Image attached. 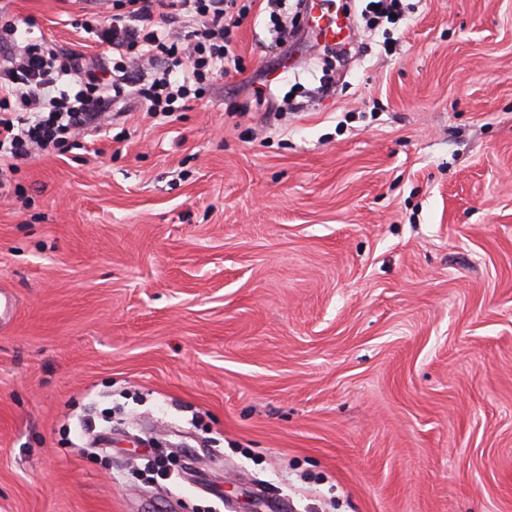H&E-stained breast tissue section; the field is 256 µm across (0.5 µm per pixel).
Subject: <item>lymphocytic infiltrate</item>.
Wrapping results in <instances>:
<instances>
[{"label": "lymphocytic infiltrate", "instance_id": "1", "mask_svg": "<svg viewBox=\"0 0 512 512\" xmlns=\"http://www.w3.org/2000/svg\"><path fill=\"white\" fill-rule=\"evenodd\" d=\"M255 0H112L107 17L82 29L111 45L107 67L74 50L32 38L16 18L0 17V167L59 148L80 131L109 124L114 102L136 92L154 115L189 110L216 79L243 73L236 31ZM269 33L284 48L301 31L305 0H264ZM416 0H367L352 9L369 31L408 23Z\"/></svg>", "mask_w": 512, "mask_h": 512}]
</instances>
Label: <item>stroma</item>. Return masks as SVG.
Returning <instances> with one entry per match:
<instances>
[{"label": "stroma", "mask_w": 512, "mask_h": 512, "mask_svg": "<svg viewBox=\"0 0 512 512\" xmlns=\"http://www.w3.org/2000/svg\"><path fill=\"white\" fill-rule=\"evenodd\" d=\"M112 56L105 0H0ZM124 105L0 198V512H512V0H421L266 127ZM302 36L280 95L320 77ZM178 458L169 480L149 459Z\"/></svg>", "instance_id": "stroma-1"}]
</instances>
